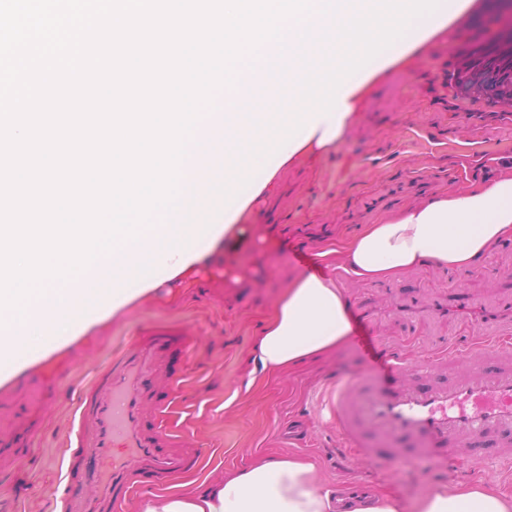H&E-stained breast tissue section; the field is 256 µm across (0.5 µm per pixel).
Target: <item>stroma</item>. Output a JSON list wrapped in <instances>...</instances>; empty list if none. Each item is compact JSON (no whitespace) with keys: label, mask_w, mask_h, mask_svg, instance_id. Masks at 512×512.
Returning <instances> with one entry per match:
<instances>
[{"label":"stroma","mask_w":512,"mask_h":512,"mask_svg":"<svg viewBox=\"0 0 512 512\" xmlns=\"http://www.w3.org/2000/svg\"><path fill=\"white\" fill-rule=\"evenodd\" d=\"M493 33L487 0H471L410 66H392L370 82L337 142L277 170L273 189L247 206L250 228L236 248L216 241L190 274L146 285L87 331L0 372V438L35 432L25 462L0 454V479L25 490L9 512H60L57 459L73 388L136 331L171 325L199 338L170 416L202 446L199 476L214 480L262 455H298L313 457L330 486L385 491L406 504L449 483L483 481L512 493V471L471 450L457 449L443 469L343 448L325 409L336 386L361 376L379 354L422 366L438 349L477 352L480 337L512 329V239L469 271L431 264L395 280L347 282L354 331L344 349L289 373L250 378L251 345L283 288L305 272L308 253L463 190L458 170L466 164L512 156V112L457 98L448 85L459 54ZM283 251L293 259L281 261Z\"/></svg>","instance_id":"stroma-1"}]
</instances>
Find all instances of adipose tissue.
I'll use <instances>...</instances> for the list:
<instances>
[{
  "instance_id": "1",
  "label": "adipose tissue",
  "mask_w": 512,
  "mask_h": 512,
  "mask_svg": "<svg viewBox=\"0 0 512 512\" xmlns=\"http://www.w3.org/2000/svg\"><path fill=\"white\" fill-rule=\"evenodd\" d=\"M512 238V170L428 199L314 255L317 272L285 288L252 345L254 373L277 375L347 345L343 281L398 278L426 263L466 270ZM139 512H512V495L484 484L439 486L411 505L373 491L343 501L315 460L268 455L215 482L192 478L143 497Z\"/></svg>"
}]
</instances>
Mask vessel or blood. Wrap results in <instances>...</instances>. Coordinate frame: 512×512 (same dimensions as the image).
Wrapping results in <instances>:
<instances>
[{"label":"vessel or blood","instance_id":"obj_1","mask_svg":"<svg viewBox=\"0 0 512 512\" xmlns=\"http://www.w3.org/2000/svg\"><path fill=\"white\" fill-rule=\"evenodd\" d=\"M195 344L176 329L139 332L77 391L59 465L65 512H124L134 495L196 474L199 444L168 422ZM463 360L472 364L467 375L420 386L408 380L412 365L388 355L338 386L329 411L343 447L378 458L383 447L413 439L408 457L444 466L456 448L493 436L496 460L511 464L512 336L492 337L481 354L449 352L432 367ZM384 375L390 387L380 386Z\"/></svg>","mask_w":512,"mask_h":512}]
</instances>
